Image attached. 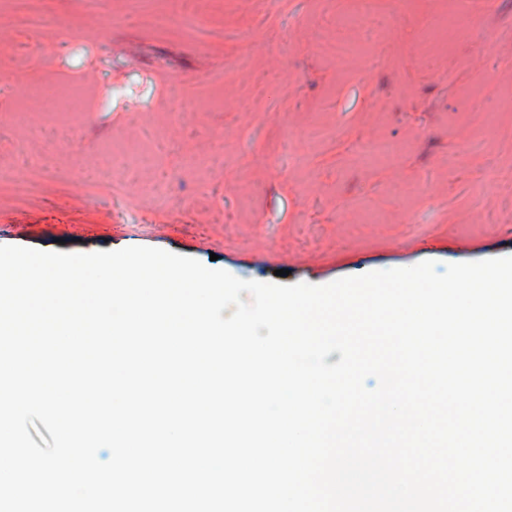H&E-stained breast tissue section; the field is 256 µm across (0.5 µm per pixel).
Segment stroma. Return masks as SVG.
<instances>
[{
	"label": "stroma",
	"mask_w": 512,
	"mask_h": 512,
	"mask_svg": "<svg viewBox=\"0 0 512 512\" xmlns=\"http://www.w3.org/2000/svg\"><path fill=\"white\" fill-rule=\"evenodd\" d=\"M41 13L0 9V245L283 285L512 255V0Z\"/></svg>",
	"instance_id": "stroma-1"
}]
</instances>
